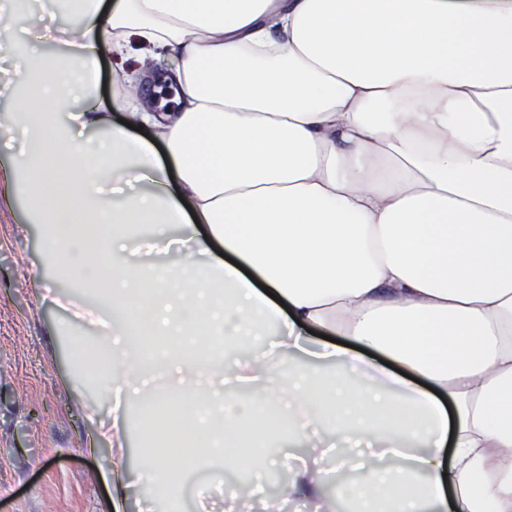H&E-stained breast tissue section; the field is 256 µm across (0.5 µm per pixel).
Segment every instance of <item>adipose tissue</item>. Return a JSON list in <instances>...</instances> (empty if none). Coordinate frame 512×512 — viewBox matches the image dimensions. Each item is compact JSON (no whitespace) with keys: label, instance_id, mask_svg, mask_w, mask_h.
<instances>
[{"label":"adipose tissue","instance_id":"1","mask_svg":"<svg viewBox=\"0 0 512 512\" xmlns=\"http://www.w3.org/2000/svg\"><path fill=\"white\" fill-rule=\"evenodd\" d=\"M33 4L0 0L24 61L0 85L22 136L0 197L102 294L71 310L115 400L112 512L147 399L187 425L149 423L167 452L140 459L169 512L185 449L206 469L272 424L310 451L251 462L291 470L262 512H512V0H50L74 68L21 35ZM129 48L117 124L97 64ZM164 53L177 95L155 112Z\"/></svg>","mask_w":512,"mask_h":512}]
</instances>
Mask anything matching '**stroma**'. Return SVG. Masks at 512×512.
<instances>
[{
  "label": "stroma",
  "mask_w": 512,
  "mask_h": 512,
  "mask_svg": "<svg viewBox=\"0 0 512 512\" xmlns=\"http://www.w3.org/2000/svg\"><path fill=\"white\" fill-rule=\"evenodd\" d=\"M0 204V512H105L107 453L83 451L99 394L70 360L68 312L43 297V228Z\"/></svg>",
  "instance_id": "obj_1"
}]
</instances>
